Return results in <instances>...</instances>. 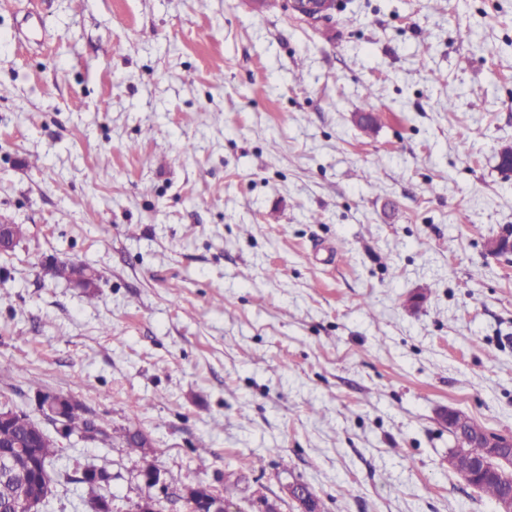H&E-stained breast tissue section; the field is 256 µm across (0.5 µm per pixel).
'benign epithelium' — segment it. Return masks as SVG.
<instances>
[{
	"label": "benign epithelium",
	"instance_id": "benign-epithelium-1",
	"mask_svg": "<svg viewBox=\"0 0 512 512\" xmlns=\"http://www.w3.org/2000/svg\"><path fill=\"white\" fill-rule=\"evenodd\" d=\"M289 6L298 15L311 22H320L329 15L330 0H289ZM73 400L65 395L48 392L39 398L43 416L51 420L57 435L69 438L65 416ZM461 411L448 408L440 413L441 423L458 435L467 436L468 447H456L448 456V466L471 487H478L485 480L496 481L500 493L495 500L497 512H512V476L495 467V461L505 456L512 457V435L469 433L456 424ZM139 476L150 487H159L162 498L147 497L138 504L137 512H161L165 504L176 501L183 504L185 512H237L228 499L216 494L207 485H187L176 492H168V486L160 470L147 463L139 470ZM285 493L293 500L299 512H320L319 501L310 487L304 483L292 482L284 486Z\"/></svg>",
	"mask_w": 512,
	"mask_h": 512
}]
</instances>
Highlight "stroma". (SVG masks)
<instances>
[{"mask_svg":"<svg viewBox=\"0 0 512 512\" xmlns=\"http://www.w3.org/2000/svg\"><path fill=\"white\" fill-rule=\"evenodd\" d=\"M336 2L0 0V404L104 421L62 464L112 512L147 462L240 512H496L438 414L512 434V0ZM330 1L335 0H289V6L298 15L311 22H320L329 15V11L336 5L330 7ZM73 402L70 397L53 392L44 393L39 398L43 416L47 420H53L57 435L62 439L70 437L65 416ZM86 415V411L78 402L71 407L67 415V423L73 433L79 434L83 439L91 440H105L110 437L101 423ZM285 493L293 500L299 512H319V501L307 484L292 482L285 484Z\"/></svg>","mask_w":512,"mask_h":512,"instance_id":"1","label":"stroma"}]
</instances>
